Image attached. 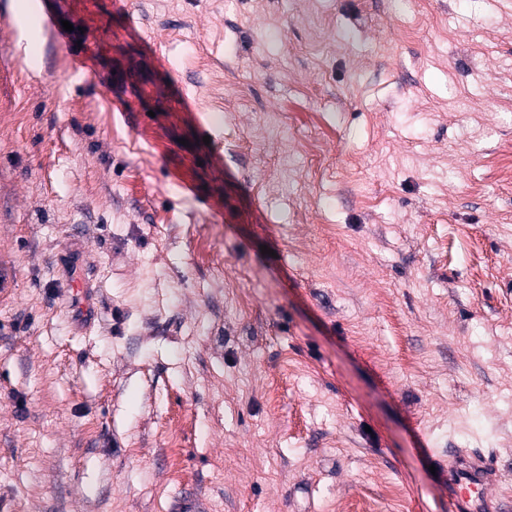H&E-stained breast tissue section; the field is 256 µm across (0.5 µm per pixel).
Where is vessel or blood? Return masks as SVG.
I'll list each match as a JSON object with an SVG mask.
<instances>
[{"label": "vessel or blood", "instance_id": "obj_1", "mask_svg": "<svg viewBox=\"0 0 512 512\" xmlns=\"http://www.w3.org/2000/svg\"><path fill=\"white\" fill-rule=\"evenodd\" d=\"M496 472L484 454L460 450L448 457L449 512H498L491 489Z\"/></svg>", "mask_w": 512, "mask_h": 512}]
</instances>
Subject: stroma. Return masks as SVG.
<instances>
[{
    "label": "stroma",
    "instance_id": "obj_1",
    "mask_svg": "<svg viewBox=\"0 0 512 512\" xmlns=\"http://www.w3.org/2000/svg\"><path fill=\"white\" fill-rule=\"evenodd\" d=\"M31 3L0 512H448L456 449L512 512V0Z\"/></svg>",
    "mask_w": 512,
    "mask_h": 512
}]
</instances>
